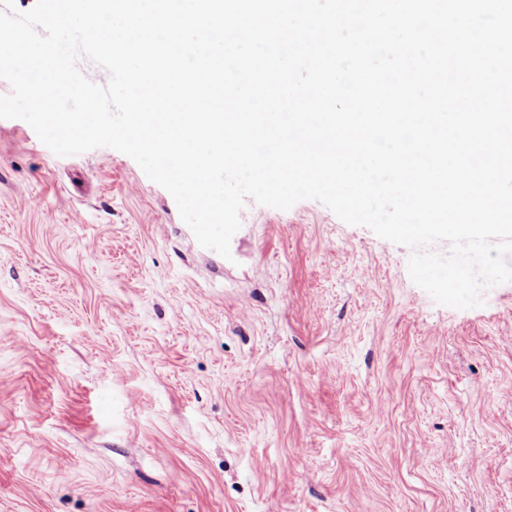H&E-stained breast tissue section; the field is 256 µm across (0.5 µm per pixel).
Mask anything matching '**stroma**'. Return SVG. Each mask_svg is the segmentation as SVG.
<instances>
[{"label": "stroma", "mask_w": 512, "mask_h": 512, "mask_svg": "<svg viewBox=\"0 0 512 512\" xmlns=\"http://www.w3.org/2000/svg\"><path fill=\"white\" fill-rule=\"evenodd\" d=\"M223 258L108 147L0 119V512H512V282L247 200Z\"/></svg>", "instance_id": "stroma-1"}]
</instances>
